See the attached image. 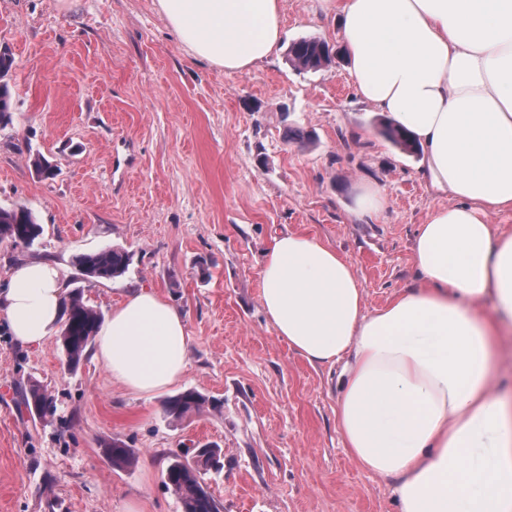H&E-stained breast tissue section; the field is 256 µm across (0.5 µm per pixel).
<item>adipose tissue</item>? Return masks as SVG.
Masks as SVG:
<instances>
[{
    "instance_id": "obj_1",
    "label": "adipose tissue",
    "mask_w": 512,
    "mask_h": 512,
    "mask_svg": "<svg viewBox=\"0 0 512 512\" xmlns=\"http://www.w3.org/2000/svg\"><path fill=\"white\" fill-rule=\"evenodd\" d=\"M336 11L361 98L416 140L422 175L451 198L412 248L416 279L375 311L349 260L318 239L273 237L260 302L276 334L314 366L342 364L336 421L362 469L391 479L401 512H512V399L493 382L512 329V0H321ZM281 0H157L179 42L247 73L280 39ZM58 267L17 264L0 319L38 346L62 315ZM96 356L151 396L187 368L182 313L126 295Z\"/></svg>"
}]
</instances>
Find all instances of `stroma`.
<instances>
[{"label":"stroma","mask_w":512,"mask_h":512,"mask_svg":"<svg viewBox=\"0 0 512 512\" xmlns=\"http://www.w3.org/2000/svg\"><path fill=\"white\" fill-rule=\"evenodd\" d=\"M281 15L276 52L230 74L189 54L156 0H0L16 61L0 206H26L44 227L30 247L0 240V289L17 263L49 258L103 315L145 288L190 336L183 377L145 397L95 351L71 372L57 336L24 345L0 320V512H181L166 468L209 443L224 456L205 476L223 512H400L389 479L344 446L340 366H311L275 335L259 274L273 235H308L352 262L374 309L411 283L417 231L449 200L428 191L420 157L379 135L345 57L315 72L289 63L299 38L339 45L335 14L282 0ZM292 127L310 141L289 142ZM33 153L54 178L36 175ZM368 188L379 211L361 207ZM107 246L130 252L128 271L85 282L75 255ZM35 382L54 417L18 410ZM187 389L213 405L169 420L165 396ZM112 442L134 452L132 468L103 456Z\"/></svg>","instance_id":"stroma-1"}]
</instances>
